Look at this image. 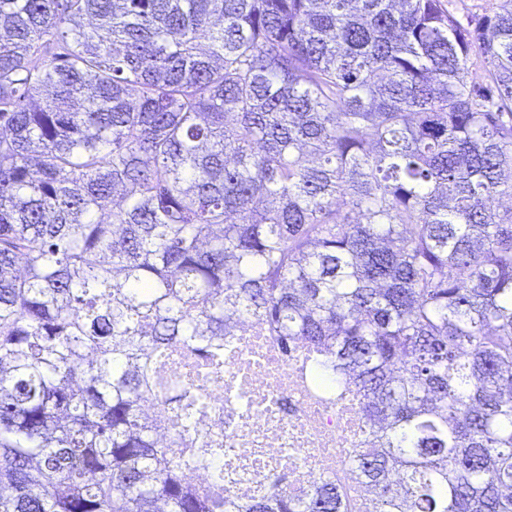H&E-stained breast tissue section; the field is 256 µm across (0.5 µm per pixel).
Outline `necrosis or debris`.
Segmentation results:
<instances>
[{
  "label": "necrosis or debris",
  "instance_id": "obj_1",
  "mask_svg": "<svg viewBox=\"0 0 512 512\" xmlns=\"http://www.w3.org/2000/svg\"><path fill=\"white\" fill-rule=\"evenodd\" d=\"M313 361L304 342L282 350L266 324L251 318L225 337L220 364L187 345L170 350L162 359L167 386L148 405L167 406L173 388L202 401L195 429L217 447L224 497L238 507L273 489L301 496L315 483L332 482L350 512H374L350 468L369 441L360 397L346 384L320 385Z\"/></svg>",
  "mask_w": 512,
  "mask_h": 512
}]
</instances>
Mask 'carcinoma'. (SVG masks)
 I'll use <instances>...</instances> for the list:
<instances>
[{"mask_svg": "<svg viewBox=\"0 0 512 512\" xmlns=\"http://www.w3.org/2000/svg\"><path fill=\"white\" fill-rule=\"evenodd\" d=\"M503 197L512 0H0V512H237L141 407L251 316L362 393L376 512H512ZM490 0H449L448 8L465 25L475 15L482 14Z\"/></svg>", "mask_w": 512, "mask_h": 512, "instance_id": "1", "label": "carcinoma"}]
</instances>
